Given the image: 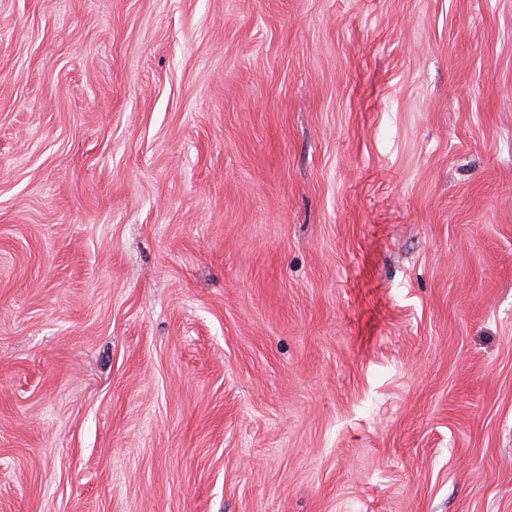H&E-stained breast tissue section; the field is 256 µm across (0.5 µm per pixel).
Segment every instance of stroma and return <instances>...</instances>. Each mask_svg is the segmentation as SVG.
<instances>
[{"label": "stroma", "mask_w": 512, "mask_h": 512, "mask_svg": "<svg viewBox=\"0 0 512 512\" xmlns=\"http://www.w3.org/2000/svg\"><path fill=\"white\" fill-rule=\"evenodd\" d=\"M0 512H512V0H0Z\"/></svg>", "instance_id": "obj_1"}]
</instances>
